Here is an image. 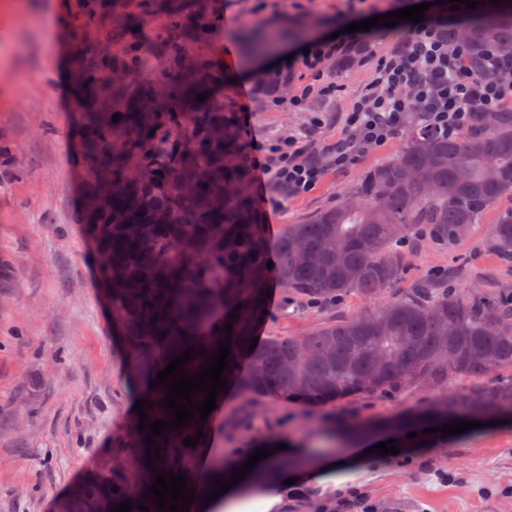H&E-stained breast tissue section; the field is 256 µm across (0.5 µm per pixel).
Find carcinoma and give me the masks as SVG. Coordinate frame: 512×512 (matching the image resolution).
I'll return each mask as SVG.
<instances>
[{
  "label": "carcinoma",
  "instance_id": "obj_1",
  "mask_svg": "<svg viewBox=\"0 0 512 512\" xmlns=\"http://www.w3.org/2000/svg\"><path fill=\"white\" fill-rule=\"evenodd\" d=\"M473 16L463 37L479 56L485 46L512 57V0ZM283 34L262 29L245 37L247 54L273 51ZM186 49H170V65L152 81L128 91L112 72L125 62L97 55L80 66L76 100L95 98L97 111L84 119V166L112 170V203L86 216V234L98 255V275L112 302V321L126 336L137 368L152 374L185 352L179 325L207 327L220 311L232 333L211 338L206 354L182 369L193 375L219 343L230 353L248 351L261 315L269 268L253 220L240 163L243 146L224 118V95L205 61L184 62ZM367 44H351L333 61L338 72L369 56ZM208 94L204 101L196 100ZM120 120L113 121L114 115ZM224 127V137L208 132ZM512 195V104L453 136L413 125L388 162L370 168L353 197L301 224H290L279 242L277 277L289 293L330 303L355 291L373 299L404 278L402 244L428 227L431 240L450 243L478 223L494 201ZM486 248L512 263V207L500 211ZM252 369L238 379L246 396H263L316 409L361 394L388 393L419 379L450 374L474 385L445 396L425 410L373 427L399 448H424L407 435L421 426L484 422L512 412V298L491 299L475 287L438 288L420 281L358 316L323 323L301 336H276L251 353ZM511 371L493 387L482 380ZM156 387L146 409L149 422L174 419ZM199 413L178 430L154 437L160 457L146 460L148 432L133 427L116 457L135 451L141 473L134 484L77 486L61 512H111L124 501L131 512H158L149 494L153 469L183 472L186 489L195 477L196 448L186 437L205 430ZM147 498H142V495Z\"/></svg>",
  "mask_w": 512,
  "mask_h": 512
}]
</instances>
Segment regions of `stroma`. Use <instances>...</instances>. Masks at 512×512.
I'll list each match as a JSON object with an SVG mask.
<instances>
[{
	"label": "stroma",
	"instance_id": "1",
	"mask_svg": "<svg viewBox=\"0 0 512 512\" xmlns=\"http://www.w3.org/2000/svg\"><path fill=\"white\" fill-rule=\"evenodd\" d=\"M274 3L256 14L252 0H150L146 10L141 0H106L84 22V0H0V86L11 88L9 100L0 101V148L20 173L16 179L0 175V512H58L89 478L121 484L133 476L129 467L113 463L114 448L130 434L139 391L128 382L132 358L112 323L95 247L84 229L87 172L75 157L81 149V114L94 104H75L79 66L118 25L131 30L150 60L139 70L143 82L164 63L166 44H187L217 76L228 112L247 105L258 139L302 133L310 152L321 153L342 133L378 60L399 46L409 29L379 25L359 32V40L370 47L369 59L343 74L324 70L325 80L340 87L335 96L314 95L298 108L278 106L257 80L237 84L231 79L232 71L245 66L241 34L255 26L285 31L301 22L306 40H325L359 17L344 13L341 0ZM174 12L209 25L205 44L186 43L183 30L170 27ZM402 142L398 136L366 150L345 171L326 169L309 194L268 210V222L260 227L268 256L278 259L288 225L336 206ZM509 207L512 196L501 198L451 245L421 240L409 253L405 278L388 288L387 296L451 269L461 270L460 284L483 287L496 297L511 293L512 266L500 264L484 246L498 210ZM269 289L257 327L265 339L298 335L375 305L350 292L321 307L289 296L274 276ZM470 385L469 378L455 376L442 386L414 384L315 410L248 398L233 389L214 423L213 445L223 449L228 464L272 438L331 452L332 437L342 427L387 422ZM351 486L375 512H512V423L403 449L401 460L386 459L376 475L357 474Z\"/></svg>",
	"mask_w": 512,
	"mask_h": 512
}]
</instances>
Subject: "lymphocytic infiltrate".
I'll list each match as a JSON object with an SVG mask.
<instances>
[{
	"label": "lymphocytic infiltrate",
	"mask_w": 512,
	"mask_h": 512,
	"mask_svg": "<svg viewBox=\"0 0 512 512\" xmlns=\"http://www.w3.org/2000/svg\"><path fill=\"white\" fill-rule=\"evenodd\" d=\"M467 8L426 12L413 32L381 59L373 81L359 95L346 117V129L326 162L310 155L300 135L255 142L246 118H238L245 144L243 161L255 172L261 206L277 209L289 197L312 191L325 167L343 171L372 147L386 144L416 119L439 132L456 134L470 127L474 113L496 112L512 102V58L493 48L483 51L482 65L470 64L472 49L461 39ZM348 45L347 39L311 43L302 63L314 81L288 105L301 106L306 97L335 95L325 82L323 65Z\"/></svg>",
	"instance_id": "f902f5d3"
}]
</instances>
